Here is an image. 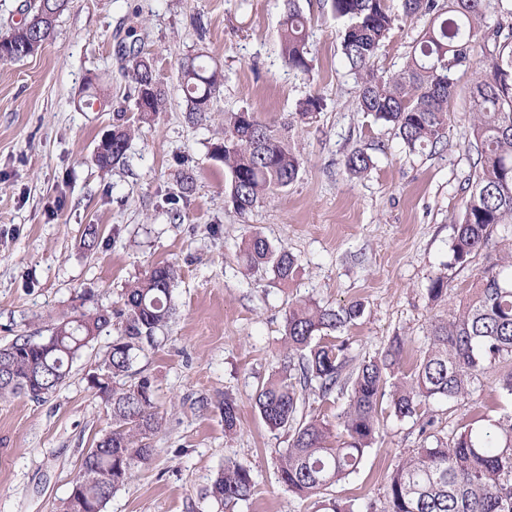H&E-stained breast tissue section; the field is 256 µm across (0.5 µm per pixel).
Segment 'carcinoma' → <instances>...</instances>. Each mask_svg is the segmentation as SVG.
I'll use <instances>...</instances> for the list:
<instances>
[{"label":"carcinoma","instance_id":"carcinoma-1","mask_svg":"<svg viewBox=\"0 0 512 512\" xmlns=\"http://www.w3.org/2000/svg\"><path fill=\"white\" fill-rule=\"evenodd\" d=\"M339 30L341 54L359 93L357 109L388 124L411 152L434 150L447 140L449 102L455 74L472 70L470 87L472 155L464 210L451 245L450 268H465L495 238L498 259L477 278L474 290L446 318L431 323L429 346L410 373L400 372L401 342L393 340L377 355L347 369L348 344L336 333L363 315L351 302L325 307L313 300L288 306L284 316L286 355L256 393L254 405L266 425L291 433L279 452V481L290 492L314 500V512H355L353 504L330 496L328 489L356 473L379 436L381 422L418 415L430 401H454L469 395L480 376L499 372V389L512 397V35L501 37L502 23L489 29L484 0H402L403 13L425 20L406 60L394 72L374 68L373 59L394 29L389 0H326ZM308 19L298 0H284L278 25L281 53L288 67L312 72ZM54 25L17 26L0 38L6 45L36 41L44 45ZM137 120L148 123L165 103V91L153 65L133 63ZM224 85V71L197 53L181 66V90L189 118L199 121L211 111ZM323 109V100L308 96L295 115L304 122ZM137 127L112 126V143L93 154L101 169L124 164ZM224 163V194L245 215L299 178L303 160L290 146L288 128L270 127L254 112L224 113V139L212 147ZM370 155L354 150L345 167L355 177L373 168ZM243 261L250 273L271 276L286 286L297 259L274 248L259 234L245 240ZM178 269L158 264L123 290L117 308L85 303L62 313L38 341L19 337L0 347V401L24 395L42 401L68 376L86 343L102 332L116 331L102 360L104 380L90 383L112 418V429L82 459L75 495L61 512H104L110 497L123 487L137 464L155 454L152 437L162 427L156 390L146 376L126 386L119 382L144 346H155L157 332L172 321L173 287ZM430 301L448 295V275L440 273L427 288ZM326 397L347 392L348 404L337 415L343 441L330 442L329 425L300 415L302 391ZM224 431H236L235 403L221 407ZM255 483L250 466L228 461L212 479L206 496L234 507L248 500ZM366 512H512V414L482 416L436 445L424 444L393 470L382 508Z\"/></svg>","mask_w":512,"mask_h":512}]
</instances>
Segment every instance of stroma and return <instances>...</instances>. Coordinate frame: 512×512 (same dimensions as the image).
Returning a JSON list of instances; mask_svg holds the SVG:
<instances>
[{
	"instance_id": "1",
	"label": "stroma",
	"mask_w": 512,
	"mask_h": 512,
	"mask_svg": "<svg viewBox=\"0 0 512 512\" xmlns=\"http://www.w3.org/2000/svg\"><path fill=\"white\" fill-rule=\"evenodd\" d=\"M299 4L309 20L307 77L280 51L282 0H69L36 54L0 61V346L20 336L39 340L81 296L111 305L155 264L179 267L174 319L159 347L140 352L123 378L154 384L164 418L156 453L133 468L104 512H225L202 492L230 460L248 464L255 482L234 512H313L278 480L276 452L288 434L270 430L253 406L284 356L289 303L361 302L362 318L342 333L348 355L357 362L375 356L398 337L407 372L427 348L432 321L469 297L497 252L491 245L468 267H447L470 173V74L456 75L447 146L408 151L390 126L358 111V86L328 5ZM422 27L397 21L375 67L399 68ZM199 52L222 67L224 85L194 124L180 64ZM138 53L153 59L166 103L140 127L124 165L102 170L91 161L97 141L116 113L136 115L128 71ZM311 94L324 107L309 123L297 122L296 105ZM95 96L107 97L108 107L85 109ZM239 110L290 125L303 159L296 182L244 215L226 202L224 164L212 155L225 112ZM355 148L374 161L361 178L344 165ZM187 167L196 183L183 199L177 178ZM171 196L181 212L176 221ZM88 224L100 229L91 253L81 244ZM255 231L297 258L288 286L247 271L240 248ZM443 271L448 298L430 302L429 281ZM110 341L104 334L92 341L45 401H0V512H59L82 455L112 427L88 385ZM226 396L239 410L232 434L218 407ZM510 413L512 398L486 376L471 396L429 402L413 419L389 417L360 469L330 493L358 512L383 503L393 469L423 443L424 417L447 435L479 415Z\"/></svg>"
}]
</instances>
